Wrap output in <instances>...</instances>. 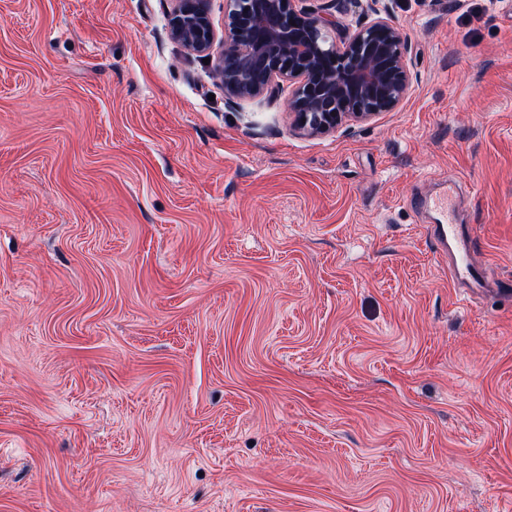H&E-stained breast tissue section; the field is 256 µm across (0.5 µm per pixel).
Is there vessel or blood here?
I'll use <instances>...</instances> for the list:
<instances>
[{
  "instance_id": "vessel-or-blood-1",
  "label": "vessel or blood",
  "mask_w": 512,
  "mask_h": 512,
  "mask_svg": "<svg viewBox=\"0 0 512 512\" xmlns=\"http://www.w3.org/2000/svg\"><path fill=\"white\" fill-rule=\"evenodd\" d=\"M416 207L435 214L434 222L429 227L430 240L437 251L447 255L448 275L452 281L474 292L498 291V284L489 280L475 261L472 243L456 214L449 212L447 193L418 198Z\"/></svg>"
}]
</instances>
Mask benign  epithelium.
Masks as SVG:
<instances>
[{
    "mask_svg": "<svg viewBox=\"0 0 512 512\" xmlns=\"http://www.w3.org/2000/svg\"><path fill=\"white\" fill-rule=\"evenodd\" d=\"M173 2L171 37L210 58L229 98L253 99L286 79L294 85L295 127L308 135L390 112L409 93L408 42L383 0H365L367 21L339 44L334 21L298 0H225L228 25L217 51L210 0Z\"/></svg>",
    "mask_w": 512,
    "mask_h": 512,
    "instance_id": "7a95c632",
    "label": "benign epithelium"
}]
</instances>
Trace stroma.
I'll list each match as a JSON object with an SVG mask.
<instances>
[{
	"label": "stroma",
	"mask_w": 512,
	"mask_h": 512,
	"mask_svg": "<svg viewBox=\"0 0 512 512\" xmlns=\"http://www.w3.org/2000/svg\"><path fill=\"white\" fill-rule=\"evenodd\" d=\"M390 5L408 96L309 137L172 0H0V512H512V0ZM452 188L436 196L420 197L416 208L421 211H433L434 223L429 227L430 240L437 251L448 255V275L459 287L472 292H497L502 289L489 280L483 273L472 254V243L465 235L463 227L458 223L456 214L448 212V193Z\"/></svg>",
	"instance_id": "stroma-1"
}]
</instances>
